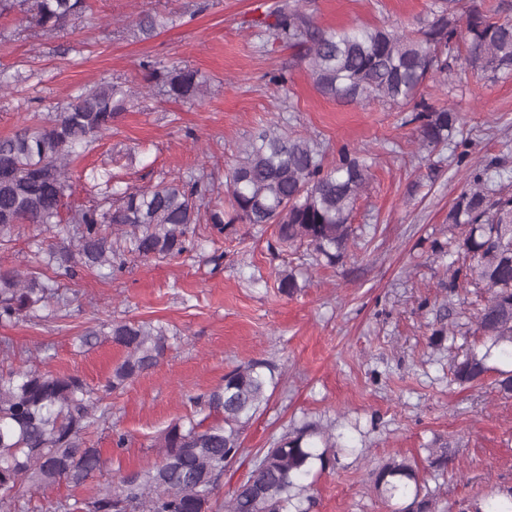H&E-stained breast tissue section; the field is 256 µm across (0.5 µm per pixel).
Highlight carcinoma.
Segmentation results:
<instances>
[{
    "label": "carcinoma",
    "mask_w": 512,
    "mask_h": 512,
    "mask_svg": "<svg viewBox=\"0 0 512 512\" xmlns=\"http://www.w3.org/2000/svg\"><path fill=\"white\" fill-rule=\"evenodd\" d=\"M459 0H435L420 28L409 33L385 28L326 30L300 0L288 5L267 29L301 49L316 90L323 96L358 103L372 98L393 105L415 102L429 79L459 66L476 72L512 73V23L491 11L472 8L457 17ZM90 0H0V17L19 12L47 32L58 31L90 10ZM150 74L166 96H200L204 76L187 67ZM127 90L102 82L81 92L56 115L23 122L0 137V236L21 224L44 225L67 243L50 249L36 244L32 266L0 264V325L46 317L51 305L65 306L57 274L84 269L122 268L131 255L141 261L175 258L196 251L195 225L210 185L181 177L147 189L117 190L102 182L92 203L67 209L73 194L70 165L112 129L124 110ZM419 139L433 151L448 145L456 131L451 107L418 112ZM371 176L360 151H342L327 164L320 145L280 126L268 127L247 142L226 176L230 208L207 211V223L224 233L235 222L274 224L281 243L297 242L315 261L334 265L351 235L354 205ZM448 223L464 224L462 241L448 242L446 255L463 251L471 264L453 267L447 304L468 284L485 290L475 314L483 351L466 350L449 371L460 384L478 382L495 357L505 368L500 390L512 393V195H502L479 176L468 183L448 213ZM110 342L124 351L106 389L116 390L153 369L169 348L168 330L152 321H115L87 328L79 347ZM262 360L240 364L207 394L188 398L213 422L193 417L173 424L158 459L121 477L118 486L99 485L87 498L55 500L53 512H310L315 466L325 470L333 435L317 428L285 434L270 448L257 450L246 478L219 501L224 472L246 456L244 430L268 405L273 377ZM98 389L77 373L37 368L0 371V512H28L31 496L46 495L61 483L83 487L103 471L101 449L86 439L106 420ZM374 488L389 512H431L421 495L417 465L391 458L374 472ZM471 512H512V487L471 503Z\"/></svg>",
    "instance_id": "cac0c4a2"
}]
</instances>
